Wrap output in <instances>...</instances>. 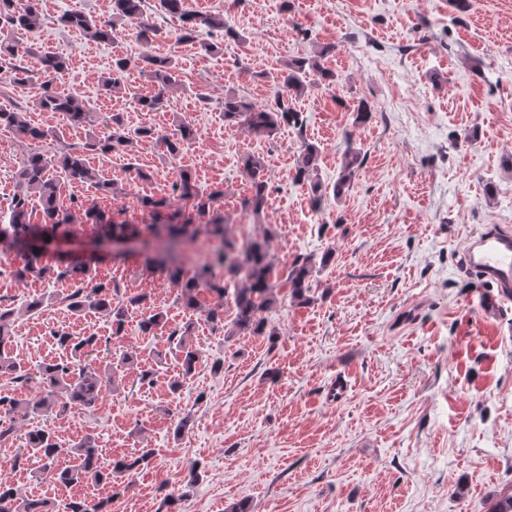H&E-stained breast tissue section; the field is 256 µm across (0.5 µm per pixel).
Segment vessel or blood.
Masks as SVG:
<instances>
[{"instance_id": "vessel-or-blood-1", "label": "vessel or blood", "mask_w": 512, "mask_h": 512, "mask_svg": "<svg viewBox=\"0 0 512 512\" xmlns=\"http://www.w3.org/2000/svg\"><path fill=\"white\" fill-rule=\"evenodd\" d=\"M467 268L476 275L477 283H490L492 294L484 304L500 308L512 302V230L498 227L483 231L468 243L464 254Z\"/></svg>"}]
</instances>
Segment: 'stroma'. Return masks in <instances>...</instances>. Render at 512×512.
<instances>
[{
    "label": "stroma",
    "instance_id": "35a3bbf8",
    "mask_svg": "<svg viewBox=\"0 0 512 512\" xmlns=\"http://www.w3.org/2000/svg\"><path fill=\"white\" fill-rule=\"evenodd\" d=\"M41 3L34 40L40 52L67 61L55 89L82 98L95 116L93 128L71 127L62 113L37 108L42 77L17 83L0 71V106L25 107L34 125L57 132L40 142L42 152L109 132L116 113L130 132L146 125L169 134L183 121L197 131L175 158L151 139L131 156L90 157L120 194L65 183L60 206L75 197L146 224L139 198L167 196L185 170L200 192L223 191L218 209L236 239L268 237L277 270L306 256L317 265L309 303L286 300L267 312L275 338H228L177 303L159 267L101 257L98 280L147 295L146 307L165 312L168 328L194 321L202 360L174 393L177 352L165 337L141 333L144 307L130 308L116 340L100 314L77 316L57 302L23 313L29 296L67 294L79 283L17 280L24 256L0 245V299L19 310L11 347L17 362L31 368L60 356L54 334L61 329L110 338L111 350L134 356L94 412L48 420L57 440L67 446L90 433L109 457L154 451L148 468L117 494L54 483L35 458L6 477L24 495L52 500L58 512L75 498L110 500L112 512H168L170 494L178 512H230L242 500L251 512H488L493 493L512 489V304L499 313L481 308L461 250L473 232L512 226V0H471L464 13L450 0H292L287 10L282 0H191L193 10L223 16L231 34L204 31L182 42L178 19L153 12L159 32L150 43L130 27L94 43L57 23L67 12L110 20V0ZM206 42L215 51H204ZM316 54L339 83H309L297 98L304 135L284 128L256 137L225 124L226 93L272 105L286 63ZM147 55L176 58L174 86L159 90L134 70L119 91L105 93L114 58ZM158 93L160 108L140 111L138 99ZM202 94L209 105L199 102ZM361 101L372 111L363 124L351 110ZM471 132L476 140H468ZM305 138L321 148L318 177L327 189L347 143L365 156L349 190L326 196L318 209L294 180ZM28 149L0 129V213L21 191L14 173ZM247 155L263 160L270 188L257 216L240 205L250 193ZM139 169L145 179L136 178ZM328 250L331 262L320 265ZM144 369L153 370L152 385H141ZM339 372L350 391L336 403L326 387ZM185 412L195 425L175 435Z\"/></svg>",
    "mask_w": 512,
    "mask_h": 512
}]
</instances>
